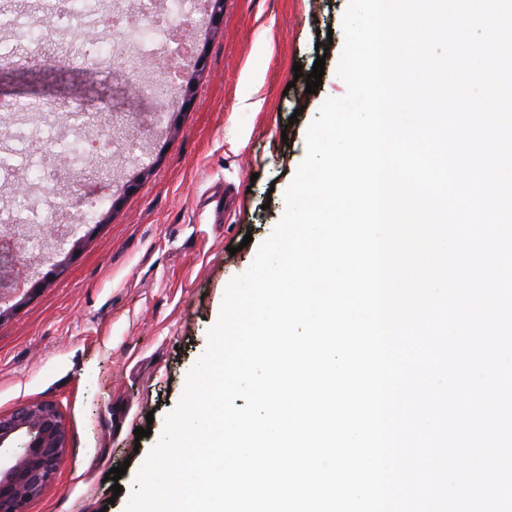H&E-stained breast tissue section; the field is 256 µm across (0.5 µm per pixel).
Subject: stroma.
<instances>
[{"instance_id": "obj_1", "label": "stroma", "mask_w": 512, "mask_h": 512, "mask_svg": "<svg viewBox=\"0 0 512 512\" xmlns=\"http://www.w3.org/2000/svg\"><path fill=\"white\" fill-rule=\"evenodd\" d=\"M349 0H224L220 21L196 35L189 78L177 106L161 120L133 112L130 79L106 68L88 76L110 98H63L55 79L36 83L53 112L80 106L94 121L138 131L141 149L125 162L101 164L95 179L53 181L51 161L31 144L46 132L26 116L0 125V155L23 153L42 170L44 196H106L109 220L79 228L84 244L62 275L28 247L12 245L0 274V414L38 401L54 403L68 444L53 482L27 512H125L135 476L162 436L186 378L208 344L230 281L253 263L285 212L284 192L306 148V131L326 99L343 97L338 74L342 20ZM40 20L49 54L78 57L84 23L54 32L41 0H0V15ZM322 84L306 90L317 56ZM300 73H293V66ZM29 274L18 281L15 271ZM151 427L139 439L135 428ZM125 466L113 494L105 479Z\"/></svg>"}]
</instances>
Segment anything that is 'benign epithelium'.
<instances>
[{
	"label": "benign epithelium",
	"instance_id": "obj_1",
	"mask_svg": "<svg viewBox=\"0 0 512 512\" xmlns=\"http://www.w3.org/2000/svg\"><path fill=\"white\" fill-rule=\"evenodd\" d=\"M18 435L27 437V445L15 455L6 443ZM66 447L65 423L51 402L0 415V512H27L55 477Z\"/></svg>",
	"mask_w": 512,
	"mask_h": 512
}]
</instances>
